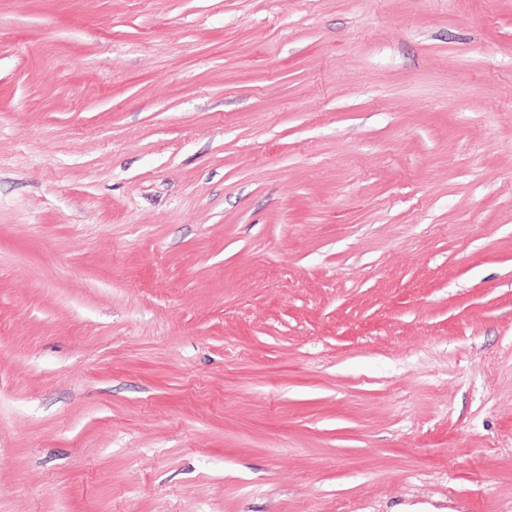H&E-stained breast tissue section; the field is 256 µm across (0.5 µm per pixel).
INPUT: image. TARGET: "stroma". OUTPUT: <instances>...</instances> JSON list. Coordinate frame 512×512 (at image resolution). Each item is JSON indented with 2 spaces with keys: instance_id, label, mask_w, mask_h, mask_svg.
<instances>
[{
  "instance_id": "1",
  "label": "stroma",
  "mask_w": 512,
  "mask_h": 512,
  "mask_svg": "<svg viewBox=\"0 0 512 512\" xmlns=\"http://www.w3.org/2000/svg\"><path fill=\"white\" fill-rule=\"evenodd\" d=\"M0 512H512V0H0Z\"/></svg>"
}]
</instances>
